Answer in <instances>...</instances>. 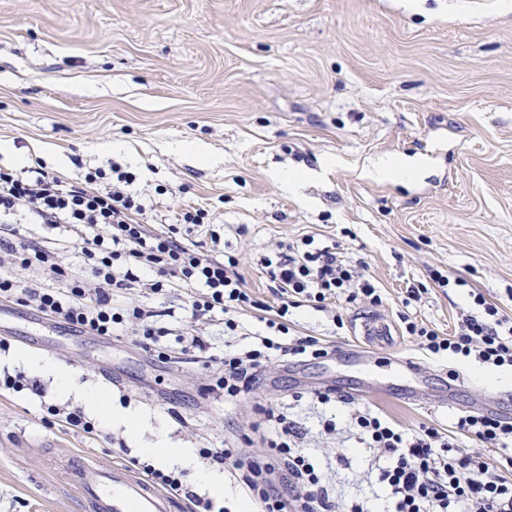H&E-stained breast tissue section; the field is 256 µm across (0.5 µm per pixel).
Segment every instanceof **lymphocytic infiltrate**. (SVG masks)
<instances>
[{"label":"lymphocytic infiltrate","instance_id":"lymphocytic-infiltrate-1","mask_svg":"<svg viewBox=\"0 0 512 512\" xmlns=\"http://www.w3.org/2000/svg\"><path fill=\"white\" fill-rule=\"evenodd\" d=\"M101 177L95 171L83 181L66 182L38 163L18 171L0 168V223L12 227L9 238L0 239V250L55 282L45 288L1 269V299L24 302L94 336H112L136 321L146 341L161 333L154 310L115 303V290L137 288L148 296L167 288L186 290L188 318L196 323L222 312L230 336L246 333L241 312H267L266 333L224 356L213 389L228 400L250 394L258 374L275 357L333 356L331 346L312 336L285 342L291 307L310 303L324 309L340 299L349 304L382 301L364 262L351 260L339 244L318 246L305 237L278 244L273 255L261 257L277 300L276 307H269L247 288L237 257L220 251L219 235H211L213 248L205 252L185 244L175 230L152 231L142 222L145 205L126 189V173L117 172L107 188L100 187ZM22 224L68 225L81 254L79 269L62 266L60 248L21 235ZM472 298L475 311L461 312L451 335L406 313L400 316L402 328L430 356L512 367V314L483 293ZM258 413L261 421L254 430L262 453L244 456L232 448H207L203 454L223 466L261 512H369L366 502L333 495L315 457L303 448V432L287 408L262 406ZM350 425L357 442L378 459L376 480L387 492L390 512H512V479L490 470L484 457L488 448L506 450L504 462L512 470L511 419L462 414L450 436L427 426L410 430L380 412L358 409ZM465 437L472 447H463Z\"/></svg>","mask_w":512,"mask_h":512}]
</instances>
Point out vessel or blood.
<instances>
[{
    "instance_id": "obj_1",
    "label": "vessel or blood",
    "mask_w": 512,
    "mask_h": 512,
    "mask_svg": "<svg viewBox=\"0 0 512 512\" xmlns=\"http://www.w3.org/2000/svg\"><path fill=\"white\" fill-rule=\"evenodd\" d=\"M68 468L91 512H172L174 499L128 466L70 456Z\"/></svg>"
}]
</instances>
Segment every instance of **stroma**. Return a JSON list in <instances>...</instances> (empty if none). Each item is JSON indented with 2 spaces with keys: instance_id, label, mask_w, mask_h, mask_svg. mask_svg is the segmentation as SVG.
Wrapping results in <instances>:
<instances>
[{
  "instance_id": "1",
  "label": "stroma",
  "mask_w": 512,
  "mask_h": 512,
  "mask_svg": "<svg viewBox=\"0 0 512 512\" xmlns=\"http://www.w3.org/2000/svg\"><path fill=\"white\" fill-rule=\"evenodd\" d=\"M195 142L217 163L186 152ZM381 157L419 166L367 178ZM37 160L69 181L121 168L157 231L183 208L207 209L211 228L176 225L179 236L206 246L220 234L267 304L258 258L308 235L366 262L383 303L291 310V337H315L335 358L275 359L249 396L228 402L209 386L244 340L225 335L219 313L185 321L184 293H117L116 303L157 311L168 333L153 353L136 346L138 324L101 342L12 303L0 318V512H87L65 453L128 463L161 435L220 448L252 433L258 406L297 392L291 415L332 489L382 512L370 452L348 433L351 409L448 434L483 397L512 393V369L425 355L397 328L416 281L429 291L406 309L447 334L473 309L470 289L512 311V0H0V167ZM435 270L452 285H431ZM369 322L386 335L364 337ZM192 334L204 350L181 354ZM23 352L102 389L111 409L142 414L139 437L103 420L96 434L67 424L64 413L94 415ZM405 358L424 378L411 399L400 392ZM324 388L339 401L311 402ZM331 417L339 434L328 438L321 421Z\"/></svg>"
}]
</instances>
